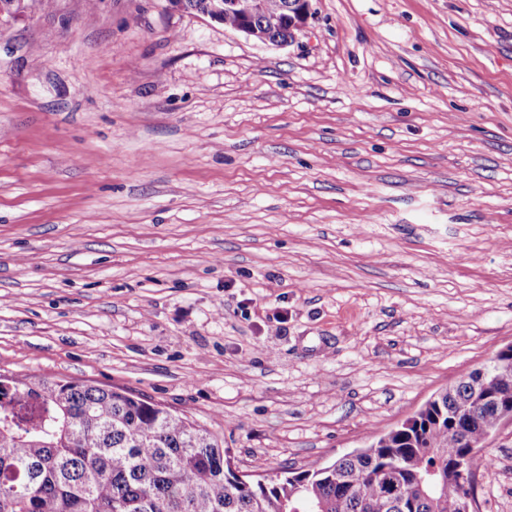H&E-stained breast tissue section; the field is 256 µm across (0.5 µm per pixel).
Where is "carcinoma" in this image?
<instances>
[{
	"mask_svg": "<svg viewBox=\"0 0 512 512\" xmlns=\"http://www.w3.org/2000/svg\"><path fill=\"white\" fill-rule=\"evenodd\" d=\"M505 409L511 356L364 448L249 481L218 435L140 395L0 373V512H448Z\"/></svg>",
	"mask_w": 512,
	"mask_h": 512,
	"instance_id": "1",
	"label": "carcinoma"
}]
</instances>
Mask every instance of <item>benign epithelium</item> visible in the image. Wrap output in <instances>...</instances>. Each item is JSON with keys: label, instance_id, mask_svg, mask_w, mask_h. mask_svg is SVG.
<instances>
[{"label": "benign epithelium", "instance_id": "benign-epithelium-1", "mask_svg": "<svg viewBox=\"0 0 512 512\" xmlns=\"http://www.w3.org/2000/svg\"><path fill=\"white\" fill-rule=\"evenodd\" d=\"M227 14L238 19L233 30L273 46H286L307 24L310 0H281L274 15L269 14L267 0H207L202 17L222 24Z\"/></svg>", "mask_w": 512, "mask_h": 512}]
</instances>
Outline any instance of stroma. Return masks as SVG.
I'll use <instances>...</instances> for the list:
<instances>
[{
	"instance_id": "1",
	"label": "stroma",
	"mask_w": 512,
	"mask_h": 512,
	"mask_svg": "<svg viewBox=\"0 0 512 512\" xmlns=\"http://www.w3.org/2000/svg\"><path fill=\"white\" fill-rule=\"evenodd\" d=\"M276 47L166 0L0 17V373L128 389L257 480L512 342V0H311ZM477 474L512 512V425Z\"/></svg>"
}]
</instances>
